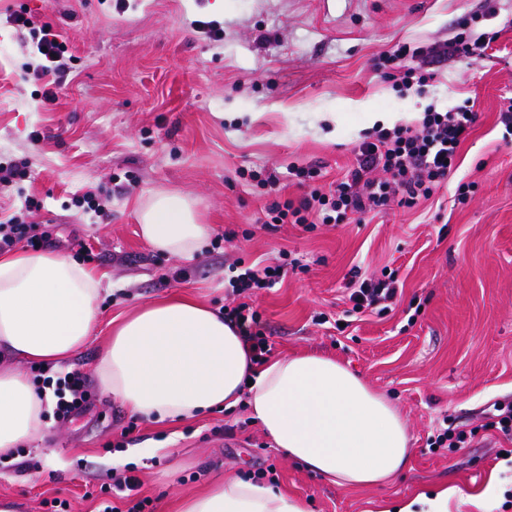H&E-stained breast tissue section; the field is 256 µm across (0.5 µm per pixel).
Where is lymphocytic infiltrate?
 <instances>
[{"label":"lymphocytic infiltrate","instance_id":"1","mask_svg":"<svg viewBox=\"0 0 512 512\" xmlns=\"http://www.w3.org/2000/svg\"><path fill=\"white\" fill-rule=\"evenodd\" d=\"M495 33L474 34L469 20H461L454 37L441 46L398 45L378 56L375 66L399 90L427 93L434 73V58L447 55L469 59L488 48ZM476 112L468 104L446 110L426 107L413 125L376 127L357 145L356 163L341 181L320 185L315 170L296 169L292 176L303 188L300 199L276 200L265 209L267 224H296L309 229L317 224H349L364 215L378 212L390 202L414 208L429 200L458 169L459 150L472 133ZM289 265L287 252L269 263L247 266L233 263L228 283L237 296L234 306L224 309V317L239 330L257 363H264L273 345L261 328L260 315L249 299L256 291L274 287ZM395 273L351 280L349 299L354 310H387L397 296ZM88 376L75 369L57 378L55 414L70 421L92 406Z\"/></svg>","mask_w":512,"mask_h":512}]
</instances>
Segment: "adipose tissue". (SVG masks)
<instances>
[{"label":"adipose tissue","mask_w":512,"mask_h":512,"mask_svg":"<svg viewBox=\"0 0 512 512\" xmlns=\"http://www.w3.org/2000/svg\"><path fill=\"white\" fill-rule=\"evenodd\" d=\"M142 239L185 260L210 225L190 197L156 191L139 206ZM104 276L50 251L0 255V456L42 439L50 390L21 365H60L100 323ZM101 393L140 418L184 421L245 404L275 448L343 488L382 484L410 457L390 402L336 359L303 354L253 364L236 328L197 298L142 306L119 320L95 366ZM181 512H310L307 504L247 479H216Z\"/></svg>","instance_id":"1"}]
</instances>
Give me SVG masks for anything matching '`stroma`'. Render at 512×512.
Segmentation results:
<instances>
[{"label":"stroma","mask_w":512,"mask_h":512,"mask_svg":"<svg viewBox=\"0 0 512 512\" xmlns=\"http://www.w3.org/2000/svg\"><path fill=\"white\" fill-rule=\"evenodd\" d=\"M21 13L34 28L13 22ZM464 16L499 34L483 60L436 59L424 97L377 73L380 54L444 43ZM41 25L72 55L54 102L32 75ZM510 94L512 0H0V165L26 171L0 184V221L26 212L49 250L106 275L100 326L63 371L93 374L111 320L143 305L192 295L223 310L229 265L286 250L297 266L254 297L273 357H335L391 401L413 448L402 477L346 489L285 459L244 407L136 421L94 384L89 411L0 458V504L103 512L120 468L153 512H177L223 471L259 476L312 512H374L444 486L457 490L448 512H512V443L485 427L493 403L512 398V141L497 123ZM467 99L478 120L456 172L476 184L466 204L448 184L416 209L393 204L360 223L263 227L275 198L303 194L289 171L341 179L375 115L413 123L427 105ZM248 169L275 175L280 193L243 179ZM159 189L193 197L221 247L186 261L150 248L136 210ZM88 192L104 211L76 206ZM357 265L395 271L391 312H354L345 282ZM181 267L188 278L173 280ZM441 421L468 432L465 447L431 446Z\"/></svg>","instance_id":"stroma-1"}]
</instances>
